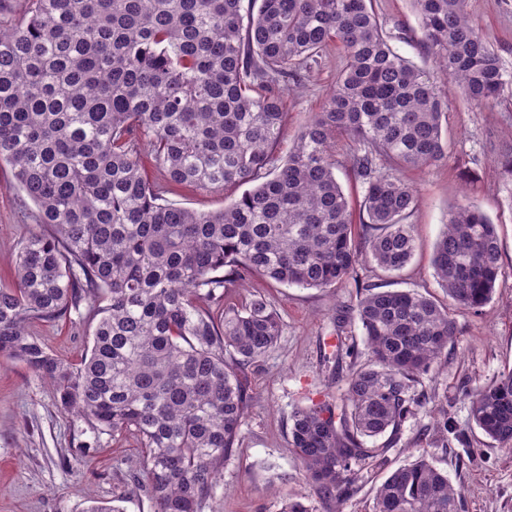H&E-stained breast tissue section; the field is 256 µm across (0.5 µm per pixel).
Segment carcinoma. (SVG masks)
Returning <instances> with one entry per match:
<instances>
[{
    "mask_svg": "<svg viewBox=\"0 0 512 512\" xmlns=\"http://www.w3.org/2000/svg\"><path fill=\"white\" fill-rule=\"evenodd\" d=\"M0 24V164L37 206L47 236L21 241L0 284V357L48 381L66 411L147 455L131 480L153 512H203L239 446L244 370L281 336L271 301L226 292L260 276L331 288L368 258L402 270L415 255L417 194L403 176L444 160L447 90L481 106L512 74L469 20L467 0H412L435 69L390 44L374 0H28ZM338 43L345 63L322 111L283 159L282 79ZM353 143L359 220L331 148ZM147 140L166 184L149 183ZM250 185L223 209L166 198L168 186ZM448 301L474 313L504 264L497 225L454 206L433 251ZM93 304L91 344L67 362L29 331ZM360 324L368 358L340 396L291 414L288 447L323 507L339 512L368 465L424 408L422 376L457 336L449 308L416 290L368 283L336 317ZM471 415L512 447V369L470 392ZM461 490L420 452L377 487L372 512H458Z\"/></svg>",
    "mask_w": 512,
    "mask_h": 512,
    "instance_id": "cac0c4a2",
    "label": "carcinoma"
}]
</instances>
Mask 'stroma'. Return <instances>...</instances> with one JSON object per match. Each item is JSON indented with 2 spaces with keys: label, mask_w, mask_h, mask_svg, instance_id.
<instances>
[{
  "label": "stroma",
  "mask_w": 512,
  "mask_h": 512,
  "mask_svg": "<svg viewBox=\"0 0 512 512\" xmlns=\"http://www.w3.org/2000/svg\"><path fill=\"white\" fill-rule=\"evenodd\" d=\"M376 9L398 53L432 68L410 0H377ZM468 13L512 72V0H469ZM343 62L342 52L330 47L301 83L282 84L287 136L277 157L287 155L293 136L321 110ZM444 128L447 158L409 174L418 194L411 218L418 248L403 271L387 274L367 260L353 277L331 288L280 286L257 277L248 288L231 290L237 301L251 290L268 294L283 331L276 347L247 370L252 399L242 441L225 459L216 497L204 512H281L284 498L300 496L313 512H322L288 451V418L309 399L343 387L347 366L331 371L323 355L340 344L367 353L359 324L348 321L337 333L333 318L354 303L362 281L416 289L447 303L433 274V249L449 208L466 200L476 202L497 224L505 274L480 312L451 307L459 335L447 357L422 378L418 391L424 408L404 423L397 443L388 448L387 467L361 473L342 510L370 512L376 488L391 470L411 461L412 449L421 448L460 487L459 512H512V449L489 443L472 419L468 398L470 391L512 367V173L501 165L502 154L512 149V85L483 108L449 95ZM241 193L234 186L217 192L178 188L167 198L197 211H215ZM31 232L47 235L51 228L40 223L37 207L17 188L10 167H1L0 276L12 270L18 244ZM93 326L92 313L84 308L34 322L30 329L53 353L73 361ZM435 413L447 415V436L432 429ZM140 454L134 440L113 443L109 434L65 411L52 386L23 365L0 360V512H85L90 501L108 505L118 493L125 496L124 512H152L145 496L127 491L130 461Z\"/></svg>",
  "instance_id": "1"
}]
</instances>
